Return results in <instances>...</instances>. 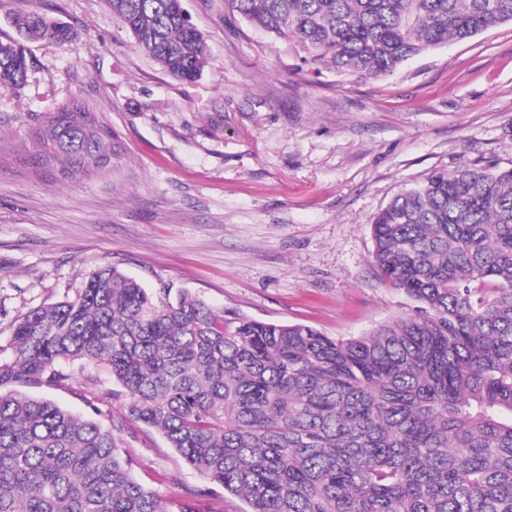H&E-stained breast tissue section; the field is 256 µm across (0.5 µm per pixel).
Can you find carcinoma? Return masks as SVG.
I'll list each match as a JSON object with an SVG mask.
<instances>
[{"mask_svg":"<svg viewBox=\"0 0 512 512\" xmlns=\"http://www.w3.org/2000/svg\"><path fill=\"white\" fill-rule=\"evenodd\" d=\"M171 77L206 63L182 0H106ZM303 62L383 80L409 59L512 22V0H229ZM0 84L22 85L30 42L63 22L15 15ZM37 164L112 161V128L77 99L32 129ZM371 264L418 303L371 332L229 316L188 291H149L116 268L73 299L28 309L0 345V512H168L96 416L27 390L104 368L119 424L157 430L249 512H512V167L461 166L403 189L373 226Z\"/></svg>","mask_w":512,"mask_h":512,"instance_id":"cac0c4a2","label":"carcinoma"}]
</instances>
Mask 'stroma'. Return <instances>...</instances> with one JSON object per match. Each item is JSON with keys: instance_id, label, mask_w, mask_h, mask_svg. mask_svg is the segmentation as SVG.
I'll list each match as a JSON object with an SVG mask.
<instances>
[{"instance_id": "obj_1", "label": "stroma", "mask_w": 512, "mask_h": 512, "mask_svg": "<svg viewBox=\"0 0 512 512\" xmlns=\"http://www.w3.org/2000/svg\"><path fill=\"white\" fill-rule=\"evenodd\" d=\"M207 46L184 83L141 51L105 0H0L67 23L0 85V342L30 308L75 297L100 267L201 296L233 316L359 336L416 307L372 267V226L403 188L461 164L512 167V22L356 82L302 63L227 0H184ZM81 99L111 126L107 171L38 165L31 130ZM36 394L103 426L124 412L105 372L74 366ZM137 479L176 512L202 480L156 430L117 431Z\"/></svg>"}]
</instances>
